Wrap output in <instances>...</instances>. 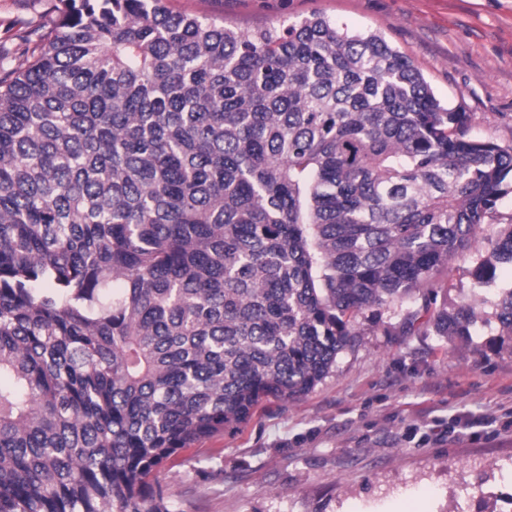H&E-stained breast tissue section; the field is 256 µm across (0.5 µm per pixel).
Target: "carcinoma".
Returning <instances> with one entry per match:
<instances>
[{
	"instance_id": "obj_1",
	"label": "carcinoma",
	"mask_w": 512,
	"mask_h": 512,
	"mask_svg": "<svg viewBox=\"0 0 512 512\" xmlns=\"http://www.w3.org/2000/svg\"><path fill=\"white\" fill-rule=\"evenodd\" d=\"M0 63V512H174L179 451L311 392L363 319L512 265V145L377 33L54 0ZM490 304L512 343V286ZM473 335L476 307L427 310Z\"/></svg>"
}]
</instances>
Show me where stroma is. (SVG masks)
Segmentation results:
<instances>
[{
  "label": "stroma",
  "instance_id": "stroma-1",
  "mask_svg": "<svg viewBox=\"0 0 512 512\" xmlns=\"http://www.w3.org/2000/svg\"><path fill=\"white\" fill-rule=\"evenodd\" d=\"M52 0H0V50L14 64L52 18ZM176 13L240 30L321 15L376 32L469 133L512 144V0H166ZM448 306L480 299L469 259L438 277ZM402 312L363 324L308 395L263 399L251 419L158 467L176 512H505L512 494V346L489 326L448 343Z\"/></svg>",
  "mask_w": 512,
  "mask_h": 512
}]
</instances>
